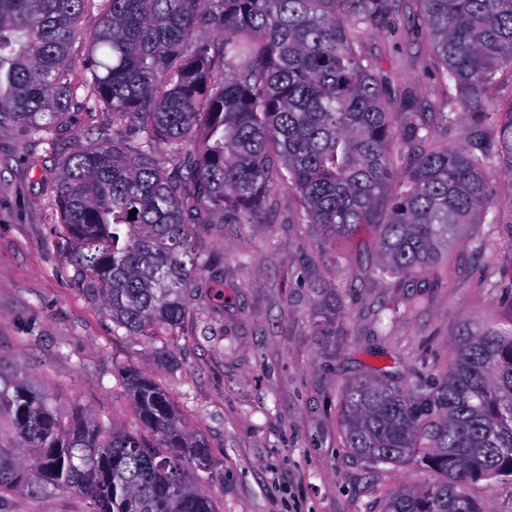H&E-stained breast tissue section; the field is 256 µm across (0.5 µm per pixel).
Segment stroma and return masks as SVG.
<instances>
[{"label":"stroma","instance_id":"35a3bbf8","mask_svg":"<svg viewBox=\"0 0 512 512\" xmlns=\"http://www.w3.org/2000/svg\"><path fill=\"white\" fill-rule=\"evenodd\" d=\"M363 41L391 96L418 100L398 123L440 111L438 64L412 14L377 21ZM111 137V116L78 107L53 151L0 125V371L22 374L62 412L119 428L135 424L119 369L163 384L217 460L200 487L218 512H384L391 494L427 481L413 465L371 468L345 448L341 393L375 368L402 383L439 377L464 326L512 320V180L491 168L497 223L471 226L446 261L407 279L371 276V233L320 250L315 227L292 224L297 202L285 187L258 223L201 225V249L224 258V304L190 313L171 340L173 369L74 287L59 248L56 157ZM331 293L338 333L320 340L315 313ZM90 510L70 491L0 499V512Z\"/></svg>","mask_w":512,"mask_h":512}]
</instances>
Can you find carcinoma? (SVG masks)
<instances>
[{
    "mask_svg": "<svg viewBox=\"0 0 512 512\" xmlns=\"http://www.w3.org/2000/svg\"><path fill=\"white\" fill-rule=\"evenodd\" d=\"M98 3L81 63L77 23ZM441 63L446 112L464 144L427 123L394 124L409 99L355 33L393 12L390 0H0V121L52 141L83 92L112 116V143L59 157L56 207L73 284L139 336L179 335L203 296L224 298V259L198 251L200 224H254L282 186L295 223L333 248L362 228L379 279L437 265L490 212L487 169L512 174V0H416ZM216 31L218 40H206ZM137 210L136 218H129ZM122 384L136 426L65 418L20 378L0 375V496L72 490L92 512H217L197 486L215 461L186 430L168 390L133 369ZM345 447L368 465L410 462L436 478L403 487L385 512H485L472 483L512 480V321L466 329L434 381L386 371L343 389Z\"/></svg>",
    "mask_w": 512,
    "mask_h": 512,
    "instance_id": "carcinoma-1",
    "label": "carcinoma"
}]
</instances>
